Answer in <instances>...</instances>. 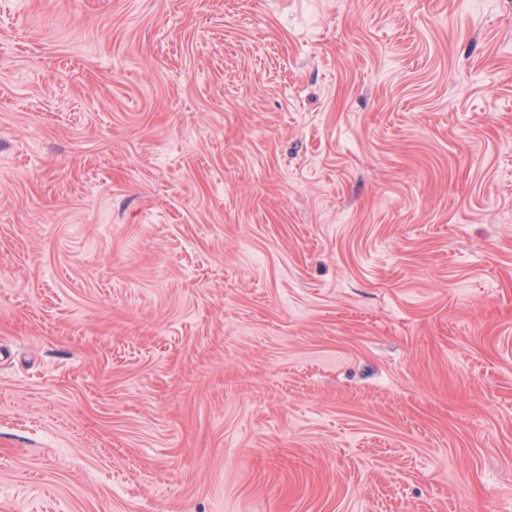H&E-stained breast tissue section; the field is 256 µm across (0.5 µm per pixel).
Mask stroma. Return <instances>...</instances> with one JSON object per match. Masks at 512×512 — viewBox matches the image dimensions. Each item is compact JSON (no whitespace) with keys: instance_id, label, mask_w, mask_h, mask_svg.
<instances>
[{"instance_id":"obj_1","label":"stroma","mask_w":512,"mask_h":512,"mask_svg":"<svg viewBox=\"0 0 512 512\" xmlns=\"http://www.w3.org/2000/svg\"><path fill=\"white\" fill-rule=\"evenodd\" d=\"M0 512H512V0H0Z\"/></svg>"}]
</instances>
